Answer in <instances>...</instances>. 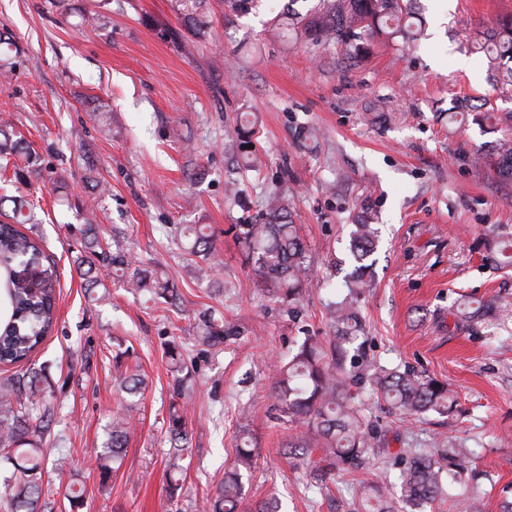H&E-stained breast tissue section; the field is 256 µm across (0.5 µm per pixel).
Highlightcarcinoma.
<instances>
[{
  "label": "carcinoma",
  "instance_id": "obj_1",
  "mask_svg": "<svg viewBox=\"0 0 512 512\" xmlns=\"http://www.w3.org/2000/svg\"><path fill=\"white\" fill-rule=\"evenodd\" d=\"M204 0H180L188 23L200 26ZM414 0H319L313 14L304 19V34L315 41H334L345 47L348 55L368 57L380 43L396 46L419 39L420 30L413 15ZM467 41L471 48L485 54L495 90L512 97V17L501 19L491 30H475ZM13 39L0 33V72L13 69ZM482 132L495 134L497 117L494 109L472 116ZM260 125L247 118L237 122L234 143L244 170H260L256 151ZM490 158L498 174L512 180V139L499 138L492 146ZM32 161V148L16 135L8 121L0 120V172L13 169L14 177L23 178L20 161ZM10 206L11 221L0 222V365L29 363L52 330L56 315L57 272L44 254L41 238L19 229L23 224H37L33 205L22 195L0 196V208ZM292 203L286 196L273 193L268 197L266 220L259 224L247 217L238 231L247 248L248 262L268 294L295 312L303 292L313 282L312 266L297 225L290 220ZM78 232L81 251L72 258L83 287L91 292L101 285L100 267L129 272L127 286L148 292L176 304L179 296L168 281H162L148 269L135 263L120 243L100 237L97 224L84 218ZM174 234L188 240L185 250L202 258L198 278L211 281L221 266L220 252L212 235L199 224H178ZM378 229L360 218L350 235V254L356 262L346 276L344 293L339 300L325 306V318L332 331L329 339L305 334L295 342L288 358L273 369V390L280 405V419L290 425L288 448H298L307 458L317 451L316 463L349 473L380 455L397 467L401 502L386 499L378 490L373 495L377 505L366 503L363 512H434L437 503H450L455 512H483L476 499L478 483L484 474L473 466V452L452 439L435 441L429 450L385 447L384 436L367 422L355 402L353 388L368 386L395 412L414 417L424 413L448 415L457 406V396L448 383L405 368L360 369L364 360V325L360 302L372 286L366 260L377 250ZM496 266H512V240L496 241L487 256ZM504 297L493 295L467 304L453 312L454 326L470 330L491 316ZM239 335L230 321L203 319L199 324V344L214 347ZM170 371L174 390L182 397L187 376L177 345L169 346ZM116 376L127 395L141 393L140 374L129 372L115 357ZM129 402L112 412L107 447L96 456L100 480L106 481L118 469L133 433ZM55 413L53 397L44 388L43 370L34 367L0 379V459L10 467L0 471V486L8 495L0 497L3 512H52L51 502L43 498V438ZM168 434L172 449L166 458L170 494L181 489L182 461L188 448L185 411L171 406ZM240 465L224 473L209 512H237L243 473L250 468L252 450L240 439Z\"/></svg>",
  "mask_w": 512,
  "mask_h": 512
}]
</instances>
